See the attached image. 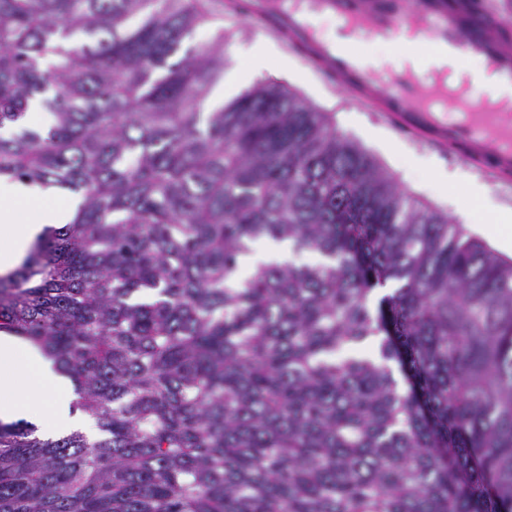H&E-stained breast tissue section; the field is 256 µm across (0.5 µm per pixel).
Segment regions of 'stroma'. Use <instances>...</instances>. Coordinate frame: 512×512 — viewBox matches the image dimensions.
<instances>
[{"label": "stroma", "mask_w": 512, "mask_h": 512, "mask_svg": "<svg viewBox=\"0 0 512 512\" xmlns=\"http://www.w3.org/2000/svg\"><path fill=\"white\" fill-rule=\"evenodd\" d=\"M203 21L189 34L186 46L202 48L216 36L224 38L223 83H235L243 57L255 49L266 53L257 82H280L328 113L337 133L362 146L403 189L445 213L451 223L474 229L491 224L495 211L512 210V187L492 183L470 165L417 141L380 115L327 81L322 73L291 54L279 38L247 25L228 0H194ZM481 186L485 204L472 199V186Z\"/></svg>", "instance_id": "35a3bbf8"}]
</instances>
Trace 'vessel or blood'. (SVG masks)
<instances>
[{
	"label": "vessel or blood",
	"instance_id": "vessel-or-blood-1",
	"mask_svg": "<svg viewBox=\"0 0 512 512\" xmlns=\"http://www.w3.org/2000/svg\"><path fill=\"white\" fill-rule=\"evenodd\" d=\"M318 15L334 20L332 37L318 34ZM246 16L395 127L512 183V105L467 80L451 86L438 73L376 71L360 49L369 39L408 34L414 41L404 52L420 46L442 58H479L498 85L512 86V22L490 0H469L462 10L446 0H247Z\"/></svg>",
	"mask_w": 512,
	"mask_h": 512
}]
</instances>
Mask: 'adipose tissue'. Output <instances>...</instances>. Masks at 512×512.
<instances>
[{"instance_id":"ef3b65f1","label":"adipose tissue","mask_w":512,"mask_h":512,"mask_svg":"<svg viewBox=\"0 0 512 512\" xmlns=\"http://www.w3.org/2000/svg\"><path fill=\"white\" fill-rule=\"evenodd\" d=\"M78 198H58L56 189L36 191L27 183L0 178V275L24 263L46 228L75 216ZM74 382L41 349L0 331V421H23L37 435L57 438L87 432L89 418L74 412Z\"/></svg>"}]
</instances>
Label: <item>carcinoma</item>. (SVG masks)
Listing matches in <instances>:
<instances>
[{
	"mask_svg": "<svg viewBox=\"0 0 512 512\" xmlns=\"http://www.w3.org/2000/svg\"><path fill=\"white\" fill-rule=\"evenodd\" d=\"M200 19L0 0V177L81 197L0 276V329L98 429L0 422V512H512V261L282 84L202 115ZM262 239L323 261L240 275Z\"/></svg>",
	"mask_w": 512,
	"mask_h": 512,
	"instance_id": "cac0c4a2",
	"label": "carcinoma"
}]
</instances>
